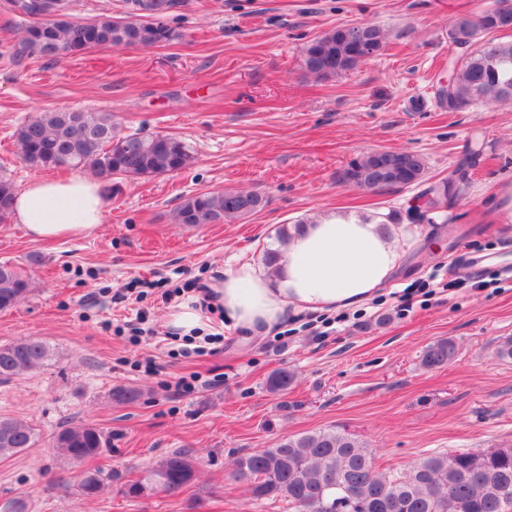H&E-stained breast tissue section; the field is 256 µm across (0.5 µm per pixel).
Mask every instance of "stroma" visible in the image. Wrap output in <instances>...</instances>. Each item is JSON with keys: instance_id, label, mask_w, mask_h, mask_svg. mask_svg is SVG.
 I'll list each match as a JSON object with an SVG mask.
<instances>
[{"instance_id": "1", "label": "stroma", "mask_w": 512, "mask_h": 512, "mask_svg": "<svg viewBox=\"0 0 512 512\" xmlns=\"http://www.w3.org/2000/svg\"><path fill=\"white\" fill-rule=\"evenodd\" d=\"M493 0H176L162 20L175 40L147 49L96 48L58 61L13 63L19 19L0 0V179L23 187L55 169L22 163L15 130L33 113L70 109L111 114L119 133L174 134L193 148L175 174L113 176L105 221L94 232L34 241L22 225L0 224V262L20 265L31 293L0 311V345L36 337L53 352L41 371L0 383V415L31 421L33 448L0 460V507L22 498L29 512H292L287 502L251 500L232 479L238 457L280 437L318 429L352 434L380 468L406 471L428 453L512 446V224L495 206L512 187V104L446 112L435 101L448 60L454 16ZM391 30L386 50L346 75L318 80L300 67L308 41L339 25ZM478 141L482 155L467 199L445 224H417L419 237L391 282L328 335L303 331L307 314L255 339L203 313L201 333L224 340L203 368L218 386L174 396L170 384L194 366L169 317L193 296L166 303L143 279L167 289L195 280L220 288L236 265L264 260L282 225L319 214L406 208L415 188L372 193L341 182L371 150L408 151L432 180L448 177ZM228 190L265 194L244 219L188 228L174 215L190 195ZM40 256L30 264V256ZM430 301L405 289L425 281ZM455 288H448V281ZM485 281L482 289L474 281ZM151 332L129 339L138 316ZM451 339L448 365L421 363L429 344ZM158 371H144L147 361ZM294 371L283 396L275 370ZM135 392L131 401L111 391ZM94 425L110 445L93 459L104 471L132 472L172 451L198 462L194 486L177 496L127 498L109 485L85 500L81 465L50 446L58 427Z\"/></svg>"}]
</instances>
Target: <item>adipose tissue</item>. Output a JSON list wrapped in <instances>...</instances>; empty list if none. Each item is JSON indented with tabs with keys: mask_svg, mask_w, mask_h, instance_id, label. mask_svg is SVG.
<instances>
[{
	"mask_svg": "<svg viewBox=\"0 0 512 512\" xmlns=\"http://www.w3.org/2000/svg\"><path fill=\"white\" fill-rule=\"evenodd\" d=\"M106 191L94 178L29 181L15 196L12 217L34 240L75 237L105 220ZM417 232L407 224H381L330 215L292 229L277 244L273 271L242 264L224 275L220 290L229 327L261 336L288 312L332 313L378 296L401 266Z\"/></svg>",
	"mask_w": 512,
	"mask_h": 512,
	"instance_id": "ef3b65f1",
	"label": "adipose tissue"
}]
</instances>
